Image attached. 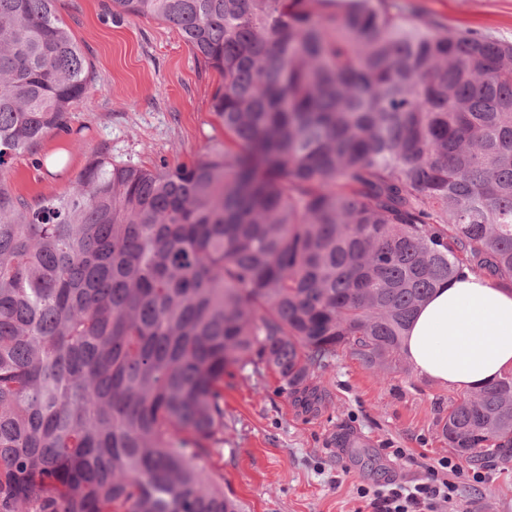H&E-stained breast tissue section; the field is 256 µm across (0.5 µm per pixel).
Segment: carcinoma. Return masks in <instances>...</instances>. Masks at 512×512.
Wrapping results in <instances>:
<instances>
[{
	"label": "carcinoma",
	"instance_id": "carcinoma-1",
	"mask_svg": "<svg viewBox=\"0 0 512 512\" xmlns=\"http://www.w3.org/2000/svg\"><path fill=\"white\" fill-rule=\"evenodd\" d=\"M56 2L0 0V512H245L197 464L229 367L391 373L434 289L512 288V44L402 0H112L220 75L224 148L32 206L5 170L93 87ZM441 434L512 458V371Z\"/></svg>",
	"mask_w": 512,
	"mask_h": 512
}]
</instances>
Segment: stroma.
Listing matches in <instances>:
<instances>
[{"instance_id": "35a3bbf8", "label": "stroma", "mask_w": 512, "mask_h": 512, "mask_svg": "<svg viewBox=\"0 0 512 512\" xmlns=\"http://www.w3.org/2000/svg\"><path fill=\"white\" fill-rule=\"evenodd\" d=\"M454 29L512 42V0H413ZM59 16L94 76L89 99L66 114V131L16 156L7 180L29 203L77 185L97 153L154 167L191 164L224 141L212 110L219 74L197 62L178 29L117 15L112 0H57ZM303 394L273 371L224 376V490L248 512H368L359 485L422 480L452 450L440 420L459 390L412 367L379 376L338 352ZM406 449L403 458L388 456ZM455 512H512V460L493 461L484 483L458 480Z\"/></svg>"}]
</instances>
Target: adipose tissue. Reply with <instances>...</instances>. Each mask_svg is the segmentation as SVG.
<instances>
[{
	"instance_id": "obj_1",
	"label": "adipose tissue",
	"mask_w": 512,
	"mask_h": 512,
	"mask_svg": "<svg viewBox=\"0 0 512 512\" xmlns=\"http://www.w3.org/2000/svg\"><path fill=\"white\" fill-rule=\"evenodd\" d=\"M403 353L419 376L465 393L512 371V290L472 273L437 288Z\"/></svg>"
}]
</instances>
